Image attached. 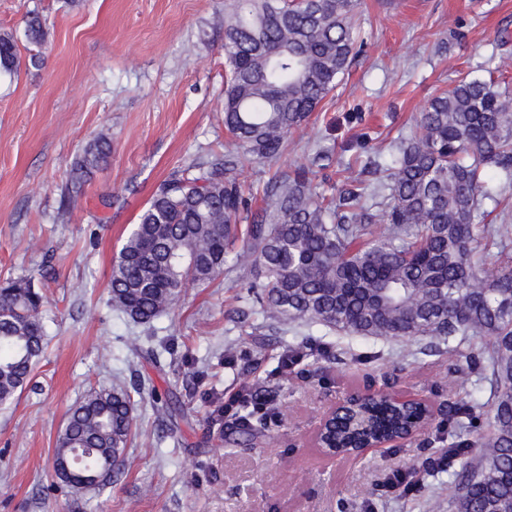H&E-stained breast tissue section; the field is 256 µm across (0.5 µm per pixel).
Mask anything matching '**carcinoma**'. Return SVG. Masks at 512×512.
Listing matches in <instances>:
<instances>
[{
	"instance_id": "carcinoma-1",
	"label": "carcinoma",
	"mask_w": 512,
	"mask_h": 512,
	"mask_svg": "<svg viewBox=\"0 0 512 512\" xmlns=\"http://www.w3.org/2000/svg\"><path fill=\"white\" fill-rule=\"evenodd\" d=\"M361 0H230L224 10V127L243 157L268 159L336 89L360 38ZM18 67L13 34L0 33V71ZM108 137L76 163L88 173L106 161ZM241 160L200 162L199 174L163 181L140 212L108 278L112 309L136 323L171 308L190 283L206 284L233 260L252 272L264 311L346 335L391 342L421 337L453 353L487 342L482 364L469 356L460 379L487 369L490 403L448 405L455 440L430 462L455 471V512H512V266L508 243L483 226L487 201L512 183V98L486 78H464L433 96L415 132L401 141L368 187L326 202L315 172L272 177L251 211L236 170ZM388 224L376 235L372 224ZM43 297L32 279L0 286V408L26 387L46 342ZM133 389H92L69 410L57 436L54 472L69 487L124 456L135 425ZM368 427H336L328 444L349 448L392 437L414 411L381 395L358 405ZM488 428L474 450L464 433ZM73 463L65 472L63 462Z\"/></svg>"
}]
</instances>
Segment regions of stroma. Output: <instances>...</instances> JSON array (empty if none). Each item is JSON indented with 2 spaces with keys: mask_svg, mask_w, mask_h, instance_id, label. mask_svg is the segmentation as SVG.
Instances as JSON below:
<instances>
[{
  "mask_svg": "<svg viewBox=\"0 0 512 512\" xmlns=\"http://www.w3.org/2000/svg\"><path fill=\"white\" fill-rule=\"evenodd\" d=\"M225 0H0L19 66L0 72V282L32 278L48 340L17 402L0 409V512H451L447 473L423 492L380 486L449 442L448 405L493 385L461 382L428 341L389 343L263 318L233 266L185 290L149 325L119 317L106 288L112 260L173 171L238 149L224 129ZM368 39L339 86L281 153L243 162L260 189L297 166L321 192L373 182L377 164L434 95L494 65L512 91V0H363ZM45 26L31 42L30 16ZM107 161L74 178L99 133ZM111 206H104V198ZM324 343L294 371L286 348ZM152 380L179 401L159 415L136 398L122 474L96 489L61 486L53 453L68 411L92 388ZM275 416L241 440L224 395L242 384ZM392 387L429 400L427 431L356 458L313 444L324 413L358 391Z\"/></svg>",
  "mask_w": 512,
  "mask_h": 512,
  "instance_id": "35a3bbf8",
  "label": "stroma"
}]
</instances>
